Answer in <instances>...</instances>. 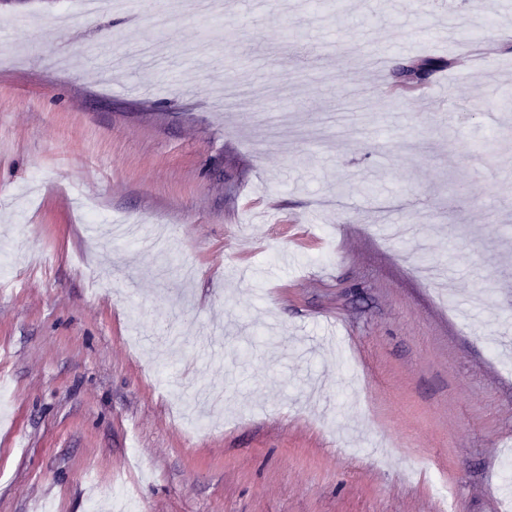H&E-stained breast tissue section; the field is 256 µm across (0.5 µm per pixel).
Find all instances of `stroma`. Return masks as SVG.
Instances as JSON below:
<instances>
[{
	"label": "stroma",
	"mask_w": 512,
	"mask_h": 512,
	"mask_svg": "<svg viewBox=\"0 0 512 512\" xmlns=\"http://www.w3.org/2000/svg\"><path fill=\"white\" fill-rule=\"evenodd\" d=\"M345 6L0 9V512H503L512 0ZM444 66V61L436 57H427L420 62L402 67L397 73L399 83L404 86H416Z\"/></svg>",
	"instance_id": "1"
}]
</instances>
